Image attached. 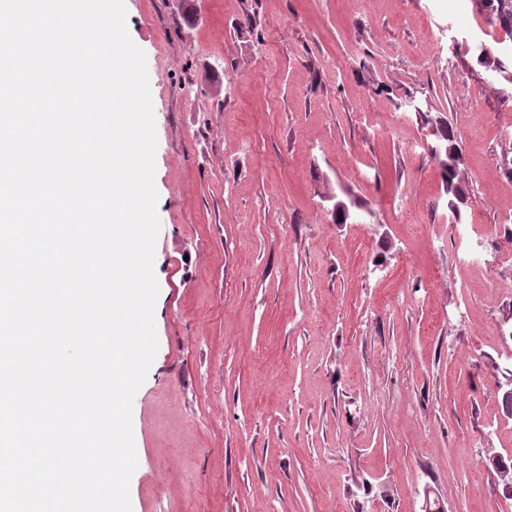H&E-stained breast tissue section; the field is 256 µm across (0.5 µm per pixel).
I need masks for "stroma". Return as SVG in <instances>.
I'll use <instances>...</instances> for the list:
<instances>
[{
  "label": "stroma",
  "mask_w": 512,
  "mask_h": 512,
  "mask_svg": "<svg viewBox=\"0 0 512 512\" xmlns=\"http://www.w3.org/2000/svg\"><path fill=\"white\" fill-rule=\"evenodd\" d=\"M124 3L161 222L132 512H512V83L474 50L505 30L473 0ZM444 137H447V141L450 142L448 144L447 151H444L445 158H441V153L438 149H435L434 155L438 159L441 166L448 167L443 169V177L448 182V190L452 192L456 202L458 203V199H461L466 196L465 190L459 186L458 183L455 182V179L458 177V167L461 164L462 153L461 150L452 143L451 136L447 132H444ZM448 160L451 162L448 164Z\"/></svg>",
  "instance_id": "stroma-1"
}]
</instances>
